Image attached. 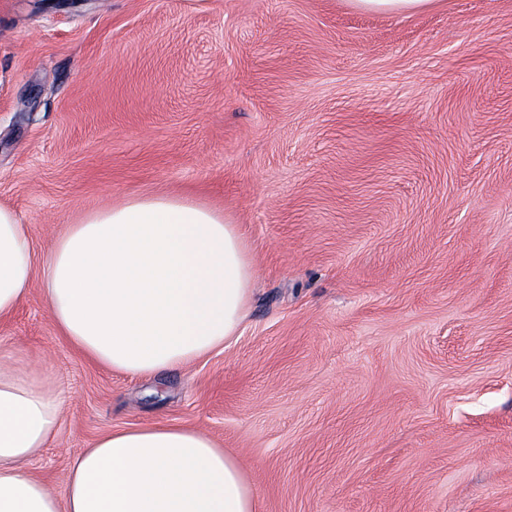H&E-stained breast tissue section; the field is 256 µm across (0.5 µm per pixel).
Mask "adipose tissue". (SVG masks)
<instances>
[{"instance_id":"ef3b65f1","label":"adipose tissue","mask_w":512,"mask_h":512,"mask_svg":"<svg viewBox=\"0 0 512 512\" xmlns=\"http://www.w3.org/2000/svg\"><path fill=\"white\" fill-rule=\"evenodd\" d=\"M41 283L57 329L132 376L190 365L236 336L253 259L234 219L179 195L131 196L67 225L35 265L26 225L0 205V316ZM60 393L0 350V512H258L238 459L206 433L111 431L73 458L57 496L25 465L54 437Z\"/></svg>"}]
</instances>
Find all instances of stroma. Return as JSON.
Instances as JSON below:
<instances>
[{
  "mask_svg": "<svg viewBox=\"0 0 512 512\" xmlns=\"http://www.w3.org/2000/svg\"><path fill=\"white\" fill-rule=\"evenodd\" d=\"M234 216L238 336L154 377L93 362L40 285L0 348L50 376L56 494L121 428L199 429L259 512H512V0H0V204L42 262L132 195ZM351 7L364 12L412 14L428 9L434 0H348Z\"/></svg>",
  "mask_w": 512,
  "mask_h": 512,
  "instance_id": "35a3bbf8",
  "label": "stroma"
}]
</instances>
